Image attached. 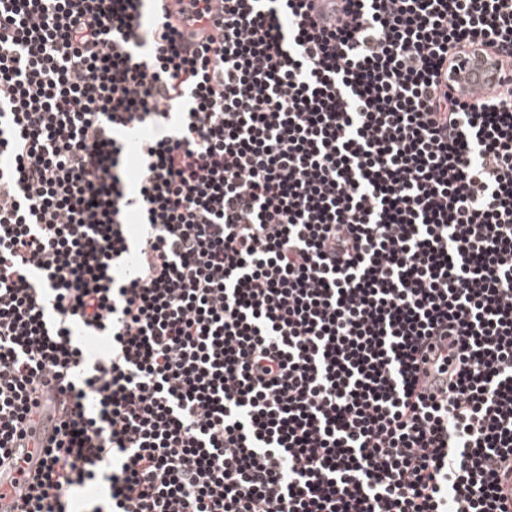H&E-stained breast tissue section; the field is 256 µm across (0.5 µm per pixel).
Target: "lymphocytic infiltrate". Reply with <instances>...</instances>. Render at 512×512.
I'll return each instance as SVG.
<instances>
[{"label":"lymphocytic infiltrate","mask_w":512,"mask_h":512,"mask_svg":"<svg viewBox=\"0 0 512 512\" xmlns=\"http://www.w3.org/2000/svg\"><path fill=\"white\" fill-rule=\"evenodd\" d=\"M175 2L0 0L20 512H512V0ZM458 78L466 97L486 96L497 86L494 75L483 58L468 62ZM46 407L45 405L33 413L30 427L34 431L31 433L27 430L26 437L22 441H17L16 447L22 444L24 448H14L12 458L17 457V461L9 470L2 471V475L0 474V493L5 495L0 499L2 511L18 512L24 491L30 483V476L39 466L41 456L38 447L52 432L58 418V415L55 417L53 414V420L48 421L44 415Z\"/></svg>","instance_id":"lymphocytic-infiltrate-1"}]
</instances>
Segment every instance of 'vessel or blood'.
Here are the masks:
<instances>
[{
	"mask_svg": "<svg viewBox=\"0 0 512 512\" xmlns=\"http://www.w3.org/2000/svg\"><path fill=\"white\" fill-rule=\"evenodd\" d=\"M459 83L469 97L487 95L496 86L489 65L482 59L466 64L459 74ZM31 426L32 430L23 439L21 448L14 451L15 463L9 470L0 472V512H18L30 477L41 460L39 445L54 428L53 422L48 421L40 410L33 413Z\"/></svg>",
	"mask_w": 512,
	"mask_h": 512,
	"instance_id": "b4317fda",
	"label": "vessel or blood"
}]
</instances>
